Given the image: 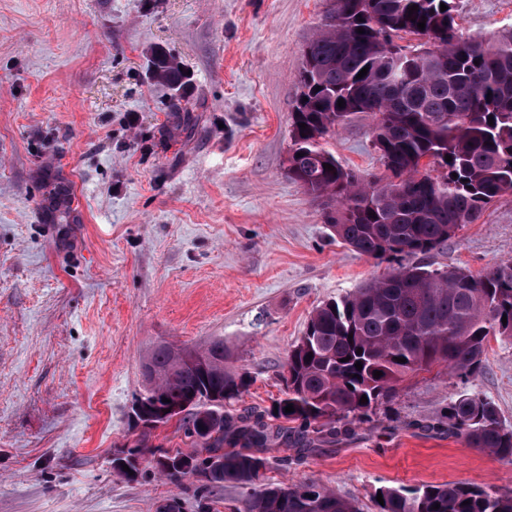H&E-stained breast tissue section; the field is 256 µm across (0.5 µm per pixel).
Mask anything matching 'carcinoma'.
Masks as SVG:
<instances>
[{
	"label": "carcinoma",
	"mask_w": 512,
	"mask_h": 512,
	"mask_svg": "<svg viewBox=\"0 0 512 512\" xmlns=\"http://www.w3.org/2000/svg\"><path fill=\"white\" fill-rule=\"evenodd\" d=\"M442 3L447 10H440ZM412 5L418 6L413 13ZM455 11V0H333L321 19L304 49L288 177L334 203L332 236L391 264L390 270L312 311L283 365L288 381L270 411L277 426L262 416L224 411L250 385L249 375L230 365L224 340L199 350L211 359L205 366L176 363L171 345L152 348L144 363L154 377L137 401L150 411L185 403L155 423L176 418L185 437L202 445L192 453L169 452L181 466L167 477H195L202 492L226 483L254 489L237 512H358L315 483H265L261 453L275 442L308 450L317 441H334L393 397L406 378L434 366L469 378L484 368L489 337H512V261L480 275L425 262L489 204L512 194V27L469 34ZM402 34L421 39L415 54L399 50L395 39ZM149 73L177 92L185 84V73L166 53L151 52ZM359 112L373 118L382 177L353 174L326 148V138ZM406 256L419 261L404 264ZM376 371L382 376L374 377ZM290 404L294 411L287 413ZM443 419L448 434L512 463V429L490 401L461 393L448 402ZM381 494L379 512H512L511 493L462 482ZM436 503L440 507L432 508Z\"/></svg>",
	"instance_id": "obj_1"
}]
</instances>
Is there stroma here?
I'll return each mask as SVG.
<instances>
[{"label":"stroma","instance_id":"obj_1","mask_svg":"<svg viewBox=\"0 0 512 512\" xmlns=\"http://www.w3.org/2000/svg\"><path fill=\"white\" fill-rule=\"evenodd\" d=\"M329 4L0 0V512H199L195 479L112 467L137 437L143 356L223 339L251 378L228 411L267 413L313 309L385 272L331 237L324 203L287 173L303 53ZM456 14L485 35L512 26V0H456ZM154 48L188 71L180 95L151 79ZM327 147L383 171L367 115ZM509 259L512 195L429 257L474 274ZM464 392L512 428V339L490 337L468 382L441 366L410 377L336 442L271 445L267 479L315 482L359 512L388 487L510 492L512 463L437 426Z\"/></svg>","mask_w":512,"mask_h":512}]
</instances>
